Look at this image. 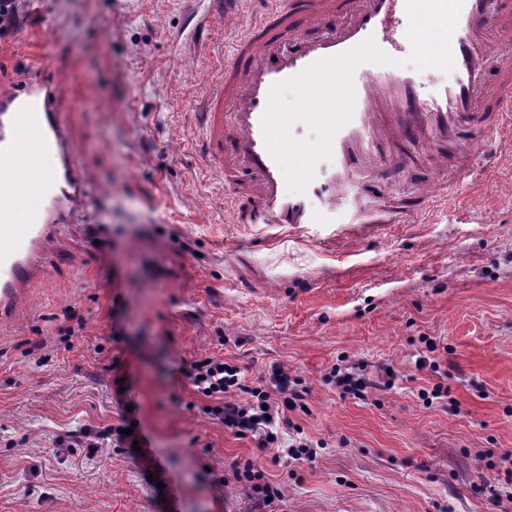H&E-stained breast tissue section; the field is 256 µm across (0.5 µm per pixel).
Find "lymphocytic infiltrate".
<instances>
[{
	"instance_id": "obj_1",
	"label": "lymphocytic infiltrate",
	"mask_w": 512,
	"mask_h": 512,
	"mask_svg": "<svg viewBox=\"0 0 512 512\" xmlns=\"http://www.w3.org/2000/svg\"><path fill=\"white\" fill-rule=\"evenodd\" d=\"M198 394L213 401L209 413L230 434L239 438L255 437L259 449L274 450L275 461L292 463L313 460L317 452L303 434L284 439L290 412L303 409L304 396L288 372L273 367L268 384H246L241 369L217 357L192 360L184 374ZM235 479L249 487L254 512H283L281 490L267 482L253 462H245L234 472Z\"/></svg>"
}]
</instances>
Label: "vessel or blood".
<instances>
[{
    "label": "vessel or blood",
    "mask_w": 512,
    "mask_h": 512,
    "mask_svg": "<svg viewBox=\"0 0 512 512\" xmlns=\"http://www.w3.org/2000/svg\"><path fill=\"white\" fill-rule=\"evenodd\" d=\"M340 25H332L333 15ZM512 18V0H463L451 38L454 67L432 89L404 67L360 65L353 76L356 103L351 120L336 134L332 157L320 161L303 193L288 192L283 171L266 147L262 118L272 87L312 63L350 50L366 39L390 57L410 49L405 0H276L250 25L234 59L207 83L201 136L211 164L233 186L239 224L280 227L334 223L338 209L355 210L372 198L382 212L410 213L448 188L446 151L458 173L494 164L482 140L512 127V66L497 87L484 81L489 55L502 54L489 38L496 22ZM56 85L28 79L0 91V321L36 273V256L46 254V225L62 224L88 210L86 183L55 111ZM485 110H476L475 100ZM420 147L438 179L428 189L391 205L389 181L404 172L411 147ZM44 156L37 182L47 194L44 210L18 215L15 192L22 186L18 164Z\"/></svg>",
    "instance_id": "obj_1"
}]
</instances>
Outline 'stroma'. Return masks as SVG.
<instances>
[{
	"label": "stroma",
	"instance_id": "stroma-1",
	"mask_svg": "<svg viewBox=\"0 0 512 512\" xmlns=\"http://www.w3.org/2000/svg\"><path fill=\"white\" fill-rule=\"evenodd\" d=\"M267 7L239 0L195 38L202 0H30L0 48V85L57 80L94 200L50 229L0 325V512H253L233 477L248 460L286 512H512L494 491L512 454V163L451 174L446 202L395 224L235 223L200 103ZM426 337L434 373L414 364ZM206 356L250 384L275 364L298 379L307 409L289 418L316 460L275 463L205 414L181 369ZM340 356L364 364L366 399L328 382ZM437 384L448 398L426 405ZM130 422L138 452L111 434Z\"/></svg>",
	"mask_w": 512,
	"mask_h": 512
}]
</instances>
